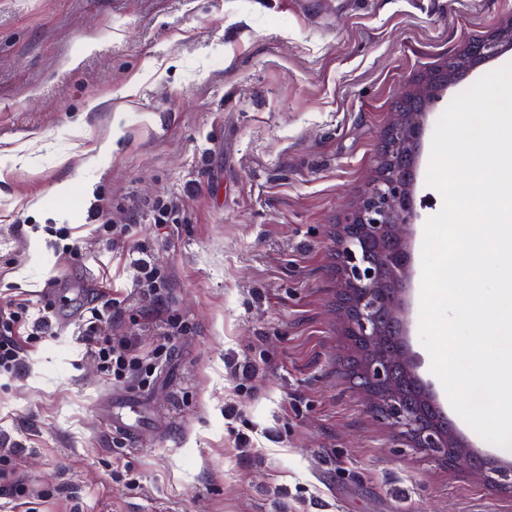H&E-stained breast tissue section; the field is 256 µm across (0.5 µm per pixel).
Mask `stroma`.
<instances>
[{"label":"stroma","instance_id":"35a3bbf8","mask_svg":"<svg viewBox=\"0 0 512 512\" xmlns=\"http://www.w3.org/2000/svg\"><path fill=\"white\" fill-rule=\"evenodd\" d=\"M511 23L512 0H0V308L27 335L22 366L0 371V512H512L352 388L336 257L405 97ZM509 64L512 48L439 88L427 130ZM430 148L409 345L471 452L512 471L449 407L419 339L425 222L443 204ZM159 197L178 199L176 223L131 209ZM99 199L112 224L91 218ZM133 252L168 271L163 300L136 288ZM56 286L82 298L32 335ZM109 301L101 336L133 341L152 383L113 378L86 342ZM171 314L186 328L167 344ZM128 395L153 419L133 445L104 421Z\"/></svg>","mask_w":512,"mask_h":512}]
</instances>
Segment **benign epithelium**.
I'll return each instance as SVG.
<instances>
[{"label": "benign epithelium", "mask_w": 512, "mask_h": 512, "mask_svg": "<svg viewBox=\"0 0 512 512\" xmlns=\"http://www.w3.org/2000/svg\"><path fill=\"white\" fill-rule=\"evenodd\" d=\"M510 47L512 23L468 46L470 65ZM437 84L433 80L405 99L403 111L380 141L378 173L336 238L347 338L361 356L350 382L366 394L374 417L413 447L438 454L450 466L467 465L486 485L511 492L504 469L473 456L451 425L425 423L420 408L406 406L400 398L401 383H414L421 405L440 410L407 344L404 305V280L412 266L407 231L418 219L413 185L425 132L423 108Z\"/></svg>", "instance_id": "1"}]
</instances>
